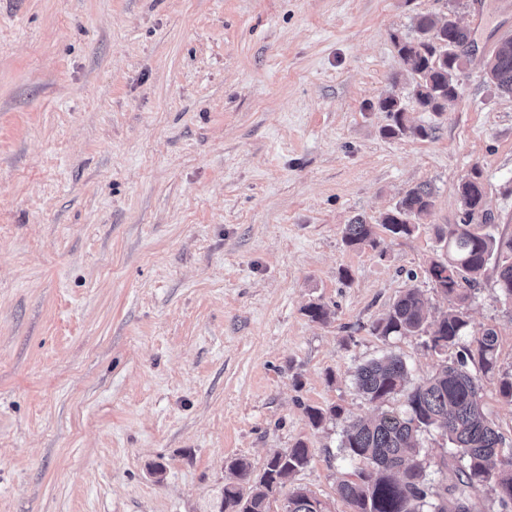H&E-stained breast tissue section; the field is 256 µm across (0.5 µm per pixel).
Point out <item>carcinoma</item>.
<instances>
[{
    "instance_id": "cac0c4a2",
    "label": "carcinoma",
    "mask_w": 512,
    "mask_h": 512,
    "mask_svg": "<svg viewBox=\"0 0 512 512\" xmlns=\"http://www.w3.org/2000/svg\"><path fill=\"white\" fill-rule=\"evenodd\" d=\"M417 36L396 41L404 63L417 76L414 96L427 112L445 111L458 94L459 73L465 52L460 47L470 39L468 30L448 21L438 24L428 15L415 22ZM490 82L502 93L512 95V37L496 46L487 64ZM379 110L390 117L384 128L390 138H427L432 131L408 123L401 101L393 96L379 101ZM481 174L473 170L459 185L462 216L457 224L439 230L446 244V258L427 269L435 287L448 298L451 307L436 323L428 321L427 300L417 288H408L392 303L384 318L373 326L381 337L428 336L426 346L440 354L454 346L470 325L466 303L472 292L483 285L482 275L493 265V287L512 302V236H497L487 227L493 217L483 211L484 189ZM433 207V192L422 184L409 189L396 205L382 214L375 224L357 218L346 225L347 246L361 248L379 245V232L392 236L412 234ZM497 332L487 328L475 337L476 350L465 349L455 364L444 363L436 373L406 393L402 412L382 410L376 415L351 421L343 432L342 454L363 466L354 479L337 484L339 496L354 512H451L448 490L469 499L474 491L489 487L496 495L500 512H512V446L491 424L482 405L483 380L496 381L498 393L512 404V375L497 373ZM477 362L478 373L467 370ZM407 368L401 357L387 355L361 366L356 385L371 403L383 404L405 388ZM306 413L315 426L326 416L341 415L336 406L323 411L308 407ZM436 428L446 436L452 451L436 463L445 482L438 485L427 478V465L421 449L414 444L423 431ZM310 449L299 442L285 452L274 454L257 477L249 462L234 459L229 470L237 482L224 486L221 512H270V499L288 478L310 461ZM312 496L303 488L288 494L287 512H315Z\"/></svg>"
}]
</instances>
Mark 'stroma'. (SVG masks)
Returning a JSON list of instances; mask_svg holds the SVG:
<instances>
[{
  "label": "stroma",
  "instance_id": "1",
  "mask_svg": "<svg viewBox=\"0 0 512 512\" xmlns=\"http://www.w3.org/2000/svg\"><path fill=\"white\" fill-rule=\"evenodd\" d=\"M420 15L475 43L439 114L395 46ZM507 36L512 0H0V512H219L232 459L299 442L270 512L296 487L353 512L359 365L395 353L415 384L490 327L511 374L490 287L446 355L372 332L409 287L447 310L426 269L472 169L512 236V96L486 75ZM388 96L432 136H384ZM420 183L416 232L345 244Z\"/></svg>",
  "mask_w": 512,
  "mask_h": 512
}]
</instances>
